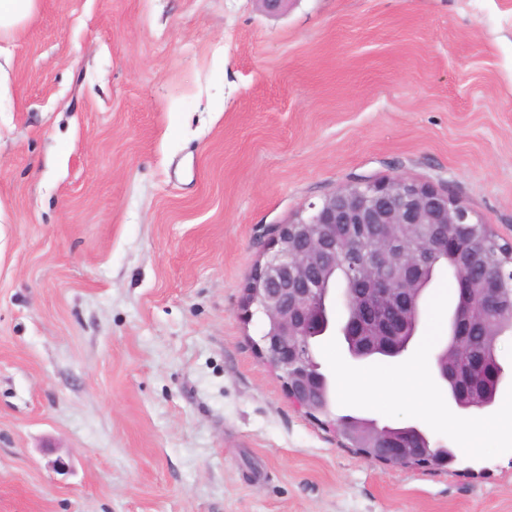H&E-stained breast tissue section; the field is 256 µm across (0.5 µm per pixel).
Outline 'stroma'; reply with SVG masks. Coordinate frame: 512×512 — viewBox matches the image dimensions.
Returning <instances> with one entry per match:
<instances>
[{"label": "stroma", "instance_id": "35a3bbf8", "mask_svg": "<svg viewBox=\"0 0 512 512\" xmlns=\"http://www.w3.org/2000/svg\"><path fill=\"white\" fill-rule=\"evenodd\" d=\"M0 97V512H512V441L464 452L396 373L443 348L448 270L395 360L313 345L336 415L414 424L445 469L365 459L289 400L245 285L273 225L403 176L512 240V0H38ZM494 405L512 401V336ZM371 377L366 401L344 377Z\"/></svg>", "mask_w": 512, "mask_h": 512}]
</instances>
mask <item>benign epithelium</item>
<instances>
[{
	"instance_id": "7a95c632",
	"label": "benign epithelium",
	"mask_w": 512,
	"mask_h": 512,
	"mask_svg": "<svg viewBox=\"0 0 512 512\" xmlns=\"http://www.w3.org/2000/svg\"><path fill=\"white\" fill-rule=\"evenodd\" d=\"M480 223L463 201L396 177L345 185L278 225L265 262L246 284L244 312L249 318L263 316L257 350L279 373L293 405L315 420L324 416L326 379L317 375L312 341L333 332L336 263L349 267L341 331L351 340V355L394 358L407 347L400 337L416 335L427 264L443 258L461 273L460 308L452 320L450 351L435 367L458 408L491 406L493 394L478 403L469 399L454 366L463 359L475 371L500 379V369L486 366L482 348L495 346L504 333L503 320L512 323V264L492 259L483 240L470 234ZM395 237L402 242L397 251L390 245ZM473 293L480 298L476 311L470 307ZM476 331L480 345L473 339ZM338 435L359 441L363 457L386 464L445 467L451 454L415 426L394 429L358 419L339 428Z\"/></svg>"
}]
</instances>
